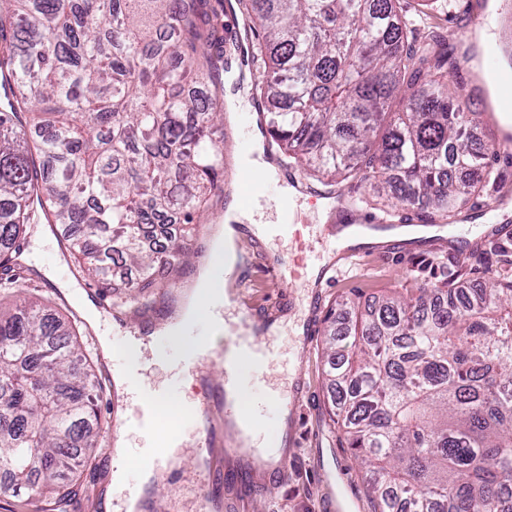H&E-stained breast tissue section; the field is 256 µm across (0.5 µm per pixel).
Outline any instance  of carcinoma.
<instances>
[{
    "label": "carcinoma",
    "instance_id": "1",
    "mask_svg": "<svg viewBox=\"0 0 512 512\" xmlns=\"http://www.w3.org/2000/svg\"><path fill=\"white\" fill-rule=\"evenodd\" d=\"M406 0H238L250 94L289 166L325 187L370 180L407 210L453 222L497 182L448 70L465 57L417 40ZM224 0H0V494L68 512L77 471L109 429L78 333L17 287L14 245L73 229L79 275L106 291L118 255L142 305L183 245L144 239L224 193V73L244 62ZM203 89L200 98L196 90ZM327 347L332 413L365 469L374 512H512V277L355 303Z\"/></svg>",
    "mask_w": 512,
    "mask_h": 512
}]
</instances>
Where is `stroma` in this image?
<instances>
[{
  "instance_id": "1",
  "label": "stroma",
  "mask_w": 512,
  "mask_h": 512,
  "mask_svg": "<svg viewBox=\"0 0 512 512\" xmlns=\"http://www.w3.org/2000/svg\"><path fill=\"white\" fill-rule=\"evenodd\" d=\"M432 33L447 38L455 55L472 52L471 62L448 75L450 85L465 86L481 77L488 67H507L503 53L512 47V0H499L495 5L490 0H450L447 11L436 12L417 35L422 38ZM497 169V185L487 187L462 212L471 238L467 248L423 236L408 240L406 247L398 251L371 250L352 255L340 261L334 282L320 288L321 311L337 306L344 297L363 305L405 286L431 287L456 263L466 266L468 277L474 282L492 275L511 276L512 166L501 161ZM293 203L299 225L291 234L264 242L253 236L248 224L239 225L243 257L237 265V277L228 280L233 293L231 303L220 311L221 317L230 323L266 315L280 326L274 347L282 355L270 365L252 394L260 400L268 391L286 390L294 377L302 379L304 398L300 415L286 425L288 474L270 478L255 470L251 461L225 455L224 450L231 442L225 437L224 409L209 400L211 392L224 383L219 365L195 374L178 363L189 345L207 339L210 334L208 315L203 312L179 340L162 339L143 347L139 386L130 395L128 408L137 411L141 400L154 394L185 404L207 403L204 426L209 430L212 465L220 474L222 493L216 503H209L211 489L198 476V461L191 446L194 430L187 425L183 428L182 446L174 450V469L163 475L157 491L146 497L142 512H324V502L331 494L353 506L354 512H373L361 468L332 421L331 388L323 374L322 359L327 324L318 320L311 342L302 344L295 324L307 311V289H288L267 273L269 263L279 255L290 256L300 264H315L323 247L321 227L336 221L335 211L325 207L322 199L298 195ZM225 208L221 202L192 224L173 225L172 238H187L190 265L171 274L156 272V286L149 294L152 308L139 313L112 311V321L117 325L112 333L115 351H125L127 336L146 335L149 324L177 320L196 289L199 271L211 266L209 258L224 222ZM492 212L497 219L491 229L487 222ZM66 233V228L59 225H39L21 239L20 260L30 270L25 288L38 290L61 314L76 316L80 310L65 289L74 280L71 262L57 243L58 236ZM119 439L133 461L124 482L138 485L136 463L150 450L149 433L130 427L121 431L118 438L103 437L97 449L99 457L112 452ZM112 472V467L102 464L99 458L93 461L81 476V489L69 507L70 512H124L120 495L107 493Z\"/></svg>"
}]
</instances>
